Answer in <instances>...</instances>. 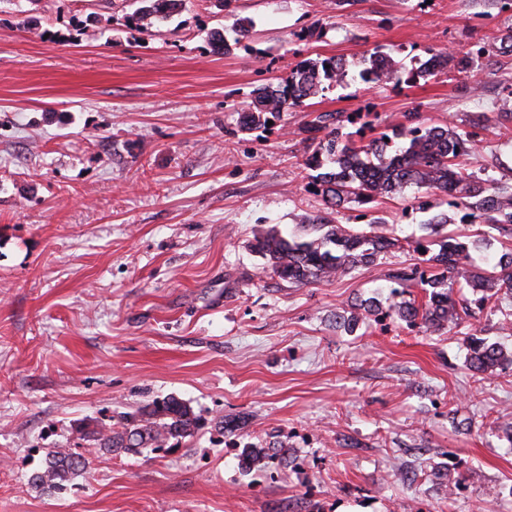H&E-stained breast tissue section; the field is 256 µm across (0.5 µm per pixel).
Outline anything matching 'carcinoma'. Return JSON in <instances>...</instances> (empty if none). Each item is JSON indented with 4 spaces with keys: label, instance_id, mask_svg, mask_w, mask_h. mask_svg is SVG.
I'll return each instance as SVG.
<instances>
[{
    "label": "carcinoma",
    "instance_id": "carcinoma-1",
    "mask_svg": "<svg viewBox=\"0 0 512 512\" xmlns=\"http://www.w3.org/2000/svg\"><path fill=\"white\" fill-rule=\"evenodd\" d=\"M182 2L134 0L137 7L132 19L139 29L149 30L177 12ZM485 53L483 46L462 55L431 50V57L443 59L442 66L433 70L425 63L409 68L380 51L354 64L342 57L309 60L279 82L256 90L249 108L242 112L241 129L261 128L269 117L344 83L352 66L358 67V77L365 84L417 82L451 67L459 73L472 72ZM488 121L487 113L482 112L468 130L451 125L428 127L418 114L410 112L406 122L391 126V133L373 136L375 123L368 112L353 135L342 133L344 119L340 113L317 115L305 127V165L310 170V187L320 193L327 211L303 220L316 233L309 240L289 238L275 227L258 236L253 249L264 260V270L306 286L374 265L382 253L401 247L400 240L375 230L382 223L378 218L368 222L371 230L354 232L335 223L332 212L350 203L366 205L384 197H403L413 187L441 197V204L462 212V224H486L511 234L512 183L490 177L478 181L457 163L474 152L477 129ZM451 223L448 211L435 212L425 226L436 236L432 244L438 250L422 240L413 246L414 252L422 253L430 274L413 269L393 276L392 297L403 294L409 282L416 279L423 296L393 302L390 315L430 334L459 326L471 316V307L480 308L494 296L512 295V256L473 270L469 243L460 234L446 231ZM456 288L468 289L469 295L455 296ZM358 309L364 314L356 310L336 314V327L353 332L365 317L378 310V305L370 298L357 305ZM466 344V365L477 374H492L512 366V349L473 336L466 339ZM203 425L190 403L174 395L154 399L110 424L85 419L78 432L87 442V449L82 453L70 448L46 449L43 466L29 476L28 484L43 494L59 493L74 479L91 474L93 460L98 457L171 452L194 437ZM274 461L287 467L288 449L251 445L237 454V465L244 474L267 468Z\"/></svg>",
    "mask_w": 512,
    "mask_h": 512
}]
</instances>
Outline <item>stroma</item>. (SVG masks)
Returning a JSON list of instances; mask_svg holds the SVG:
<instances>
[{
    "label": "stroma",
    "instance_id": "35a3bbf8",
    "mask_svg": "<svg viewBox=\"0 0 512 512\" xmlns=\"http://www.w3.org/2000/svg\"><path fill=\"white\" fill-rule=\"evenodd\" d=\"M132 0H0V512H512V368L473 375L468 335L512 348V297L445 333L384 315L355 333L338 311L387 301L392 250L370 268L297 286L251 249L273 227L307 237L303 132L320 112L418 113L467 127L512 95V11L488 0H186L148 31ZM252 24L215 52L212 30ZM487 48L470 76L349 83L241 131L263 84L305 59ZM468 172L512 179V123L479 131ZM437 196L409 189L339 224L424 237ZM473 260L512 235L457 225ZM170 395L223 429L172 454L107 456L60 493L27 483L44 451L83 450L104 423ZM248 444L285 469L243 474ZM278 461L282 468H287L288 448H257V446H245L237 454V465L244 474L254 470L269 467L270 463Z\"/></svg>",
    "mask_w": 512,
    "mask_h": 512
}]
</instances>
